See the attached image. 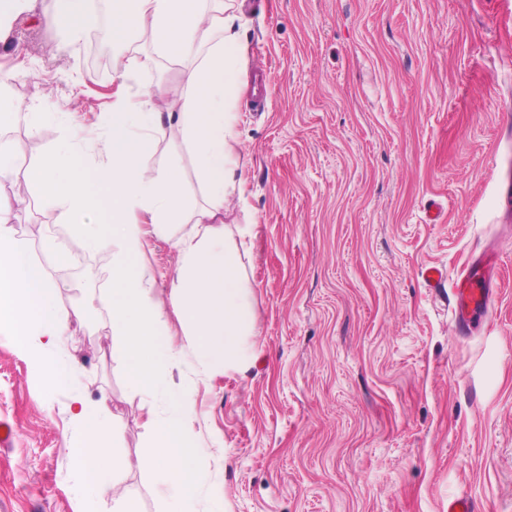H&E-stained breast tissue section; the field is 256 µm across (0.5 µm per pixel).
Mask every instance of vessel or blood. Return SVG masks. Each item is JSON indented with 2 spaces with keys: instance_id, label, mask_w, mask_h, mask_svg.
I'll return each instance as SVG.
<instances>
[{
  "instance_id": "vessel-or-blood-1",
  "label": "vessel or blood",
  "mask_w": 512,
  "mask_h": 512,
  "mask_svg": "<svg viewBox=\"0 0 512 512\" xmlns=\"http://www.w3.org/2000/svg\"><path fill=\"white\" fill-rule=\"evenodd\" d=\"M498 262L478 258L470 262L455 284V313L460 329H467L474 317L488 315L495 301Z\"/></svg>"
}]
</instances>
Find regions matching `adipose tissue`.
Segmentation results:
<instances>
[{
	"instance_id": "1",
	"label": "adipose tissue",
	"mask_w": 512,
	"mask_h": 512,
	"mask_svg": "<svg viewBox=\"0 0 512 512\" xmlns=\"http://www.w3.org/2000/svg\"><path fill=\"white\" fill-rule=\"evenodd\" d=\"M238 0H112V106L98 121L105 138L102 157L92 164L79 132L57 140L34 164L23 165L18 149L0 138V183L24 178L60 223L74 225L90 249H107L112 284L99 296L112 314V355L127 383L148 395L163 394L167 418L147 417L153 451L148 458L166 512H198L210 491L209 512H223L221 494L211 492L206 463L214 451L202 447L195 428V381L171 374L183 365L169 334L177 318L195 364L206 375L246 368L254 356L257 330L249 287L238 260L239 247L224 213L244 196L237 161L233 105L240 90L245 49L240 39ZM43 21L62 31L60 50L79 42L99 23L94 0H54ZM146 33L168 61L180 67L178 81L145 88L146 66L132 42ZM174 133L189 148L203 191L192 207L179 167H155L154 134ZM13 201L0 196V323H8L16 347L43 375L47 389L70 391L69 415L81 431L75 461L82 492L111 496L121 512H137L133 497L112 476L125 460L119 431L104 401L84 394L83 375L71 360L65 336L70 317L45 269L14 235ZM173 240L180 265L169 301L155 294L150 270L139 259L148 236Z\"/></svg>"
}]
</instances>
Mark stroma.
Instances as JSON below:
<instances>
[{
    "label": "stroma",
    "mask_w": 512,
    "mask_h": 512,
    "mask_svg": "<svg viewBox=\"0 0 512 512\" xmlns=\"http://www.w3.org/2000/svg\"><path fill=\"white\" fill-rule=\"evenodd\" d=\"M53 0L0 30V97L45 101L67 121L11 135L26 162L79 126L98 141L112 63L91 38L48 55L42 21ZM246 63L274 80L264 106L242 74L237 104L245 203L225 216L248 225L241 264L259 327L245 371L199 378L196 427L223 443L224 512H448L465 497L480 512H512V0H245ZM156 166L181 168L203 195L192 158L157 134ZM442 209L440 223L425 212ZM74 311L108 288L109 250L86 251L72 225L32 203L13 219ZM51 232L93 270L45 256ZM493 247L501 272L492 313L457 329L456 278ZM144 260L162 298L178 266L172 243L149 240ZM448 271L426 288L422 268ZM75 365L90 400H106L122 429V484L140 512H159L148 414L162 399L134 392L110 351L102 307L73 321ZM69 392L46 390L0 327V512H74L79 431Z\"/></svg>",
    "instance_id": "1"
}]
</instances>
